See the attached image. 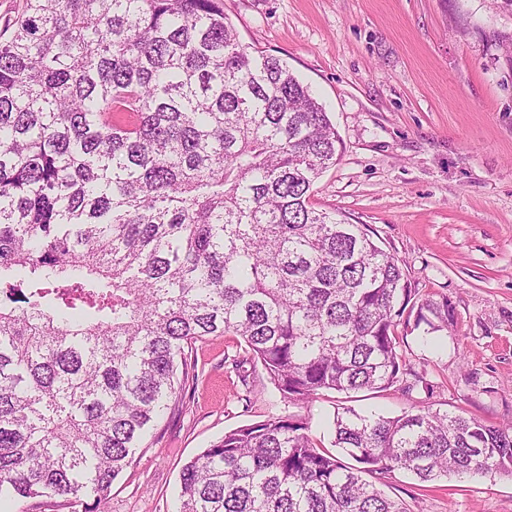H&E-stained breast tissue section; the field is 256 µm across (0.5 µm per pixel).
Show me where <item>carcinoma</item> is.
Here are the masks:
<instances>
[{
  "label": "carcinoma",
  "mask_w": 512,
  "mask_h": 512,
  "mask_svg": "<svg viewBox=\"0 0 512 512\" xmlns=\"http://www.w3.org/2000/svg\"><path fill=\"white\" fill-rule=\"evenodd\" d=\"M340 148L223 0H27L0 39V496L100 512L204 336L240 337L291 402L403 380L398 327L455 312L312 205ZM333 431L355 464L290 416L225 433L178 512H406L364 475L512 476L511 425L344 407Z\"/></svg>",
  "instance_id": "carcinoma-1"
}]
</instances>
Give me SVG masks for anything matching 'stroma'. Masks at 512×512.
<instances>
[{
	"label": "stroma",
	"mask_w": 512,
	"mask_h": 512,
	"mask_svg": "<svg viewBox=\"0 0 512 512\" xmlns=\"http://www.w3.org/2000/svg\"><path fill=\"white\" fill-rule=\"evenodd\" d=\"M243 44L310 87L341 138L312 204L363 224L451 332L409 333L404 388L285 400L234 336L191 350L194 378L114 481L103 512H177L184 464L244 425L293 416L333 451L338 408L427 406L512 422V8L503 0H224ZM408 512H512V477L381 480Z\"/></svg>",
	"instance_id": "stroma-1"
}]
</instances>
